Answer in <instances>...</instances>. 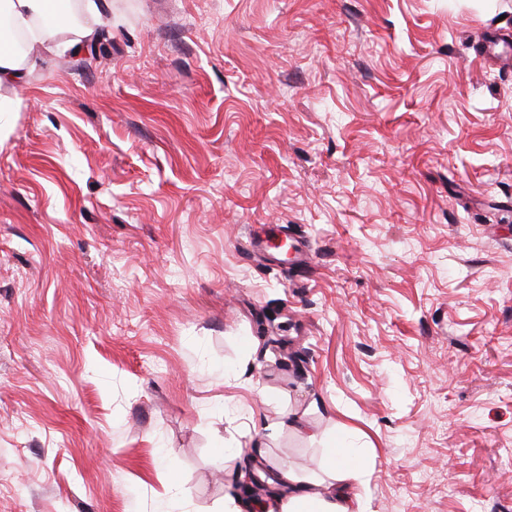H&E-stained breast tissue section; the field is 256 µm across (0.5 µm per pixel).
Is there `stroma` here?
I'll return each mask as SVG.
<instances>
[{"mask_svg": "<svg viewBox=\"0 0 512 512\" xmlns=\"http://www.w3.org/2000/svg\"><path fill=\"white\" fill-rule=\"evenodd\" d=\"M52 38L0 87V512H252L337 446L369 512H512V0ZM243 483L261 490L262 496L256 501L261 504L280 495L283 487L278 474L262 464H257V467L250 465L246 468Z\"/></svg>", "mask_w": 512, "mask_h": 512, "instance_id": "1", "label": "stroma"}]
</instances>
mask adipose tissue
<instances>
[{
    "mask_svg": "<svg viewBox=\"0 0 512 512\" xmlns=\"http://www.w3.org/2000/svg\"><path fill=\"white\" fill-rule=\"evenodd\" d=\"M325 468L335 487L334 493L326 496L313 490L310 482L294 470L283 472L291 491L286 512H366L364 499L351 486L360 477V466L349 452L329 449Z\"/></svg>",
    "mask_w": 512,
    "mask_h": 512,
    "instance_id": "1",
    "label": "adipose tissue"
}]
</instances>
